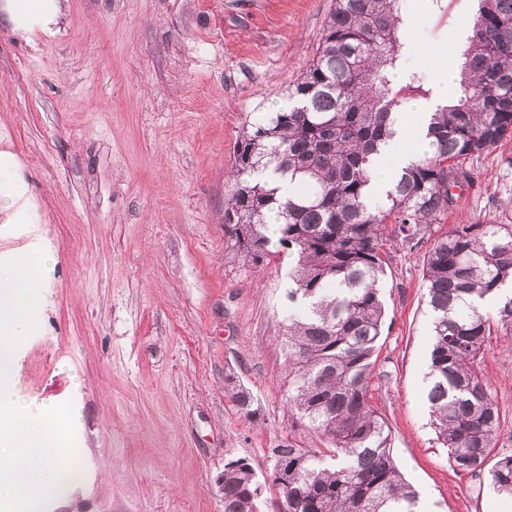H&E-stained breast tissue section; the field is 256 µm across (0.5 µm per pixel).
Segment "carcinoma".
<instances>
[{"mask_svg":"<svg viewBox=\"0 0 512 512\" xmlns=\"http://www.w3.org/2000/svg\"><path fill=\"white\" fill-rule=\"evenodd\" d=\"M403 0H334L313 58L287 88L291 105L246 122L232 162L224 236L258 263L271 251L266 220H280L292 256L284 347L289 404L322 448L284 441L270 449L274 497L244 458L224 463V512H418V495L390 451L386 422L370 401L384 305L389 242L418 246L472 184L467 161L512 137V0H477L461 92L431 113L429 151L395 178L386 202L366 204L372 158L394 137L399 103L426 81L393 80L403 44ZM295 183L277 196L269 167ZM431 313L426 401L437 439L460 471L494 457L501 414L480 367L492 334L482 305L512 285V226L454 224L423 269ZM256 415L243 388L231 394ZM512 497V455L488 471Z\"/></svg>","mask_w":512,"mask_h":512,"instance_id":"cac0c4a2","label":"carcinoma"}]
</instances>
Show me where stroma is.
I'll use <instances>...</instances> for the list:
<instances>
[{
	"mask_svg": "<svg viewBox=\"0 0 512 512\" xmlns=\"http://www.w3.org/2000/svg\"><path fill=\"white\" fill-rule=\"evenodd\" d=\"M333 0H63L57 31L31 42L0 24V149L42 218L0 224V258L48 235L56 263L37 328L20 345L31 415L71 403L85 476L48 512H224L227 459L257 475L282 441L320 447L293 422L280 343L290 259L236 257L224 200L246 121L277 111L318 46ZM475 0H404L401 42L431 101L447 53L458 70ZM439 236L454 224L512 225V137L470 160ZM430 248L392 244L371 403L426 512H499L486 475L456 470L425 399ZM512 455V331L482 362ZM248 390L255 417L232 387Z\"/></svg>",
	"mask_w": 512,
	"mask_h": 512,
	"instance_id": "stroma-1",
	"label": "stroma"
}]
</instances>
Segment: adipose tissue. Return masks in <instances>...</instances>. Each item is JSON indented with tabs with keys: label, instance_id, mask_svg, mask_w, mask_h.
<instances>
[{
	"label": "adipose tissue",
	"instance_id": "ef3b65f1",
	"mask_svg": "<svg viewBox=\"0 0 512 512\" xmlns=\"http://www.w3.org/2000/svg\"><path fill=\"white\" fill-rule=\"evenodd\" d=\"M62 14L61 0H0V23L19 39L29 41L35 35L53 34ZM430 118L425 104L412 105L395 116L397 134L383 158L371 169L370 205L385 198L397 167L421 156L429 141L424 129ZM40 216L14 154L0 151V224H36Z\"/></svg>",
	"mask_w": 512,
	"mask_h": 512
}]
</instances>
